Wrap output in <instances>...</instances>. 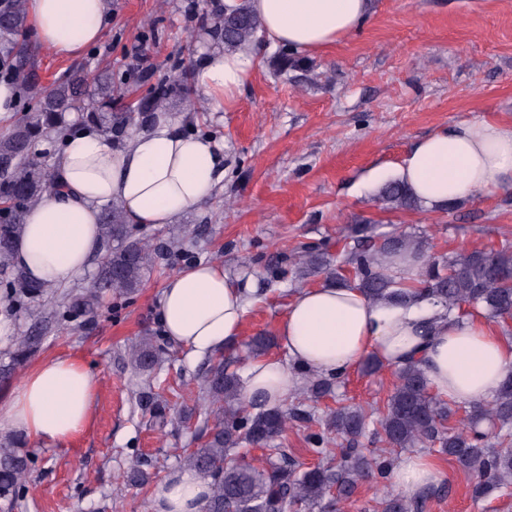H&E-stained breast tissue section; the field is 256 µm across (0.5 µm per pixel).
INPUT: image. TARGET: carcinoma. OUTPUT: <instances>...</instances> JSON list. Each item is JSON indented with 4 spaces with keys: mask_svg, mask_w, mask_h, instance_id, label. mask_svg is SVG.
<instances>
[{
    "mask_svg": "<svg viewBox=\"0 0 512 512\" xmlns=\"http://www.w3.org/2000/svg\"><path fill=\"white\" fill-rule=\"evenodd\" d=\"M24 0H0V85L6 84L34 111H21L11 131L0 136V273L11 276L10 303L31 311L41 305L46 286L31 280L12 264L14 240L22 232L25 216L43 193L60 188L54 170L38 157L36 145L53 135L62 140L72 128L66 115L82 112V123L96 124L121 134L169 111L174 94L188 97L184 77L162 84L129 112L112 111V85L99 75L76 70L55 82L44 94L38 90L37 64L32 50L19 41L26 27ZM261 18L241 3L224 12L216 26L224 48L237 49L259 41ZM98 84L97 107L85 111L89 82ZM386 210H414L419 201L400 181L378 192ZM104 254L91 284L68 306L74 317L94 313L100 294H129L142 285L158 252L133 224L125 221L121 207L107 205L100 217ZM409 255L422 261L415 284L406 285L388 273L393 258ZM292 277L325 276L338 286L352 284L370 300L405 304L420 295L446 310L448 316L463 305L480 309L492 319L512 318V244L497 249H461L448 255H430L423 240L394 230L378 234L364 219L336 241L305 244L290 263ZM41 337L18 336L0 380H8L39 348ZM153 337L142 336L129 347L134 369L149 371L159 362ZM234 360L216 352L202 374L201 388L216 418L201 446L184 453L180 464L206 481L210 494L204 512H290L303 506L309 512H338L365 479L390 478L396 448H438L472 476V495L483 497L512 487V374L488 400L473 402L463 423L448 425L456 414L448 401L431 393L423 367L409 362L395 368L397 382L383 408L368 413L340 404L320 417L314 403L334 396L338 377H309L306 387L289 403L267 407L247 398L244 379L231 369ZM307 430L309 450L321 463L300 470L280 438L288 424ZM379 438L385 447L367 454L363 439ZM248 443L267 451L263 464L228 461L231 451ZM29 458L13 439H0V500L18 505L29 478ZM423 501L399 494L380 502L381 512H421Z\"/></svg>",
    "mask_w": 512,
    "mask_h": 512,
    "instance_id": "obj_1",
    "label": "carcinoma"
}]
</instances>
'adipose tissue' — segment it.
Returning <instances> with one entry per match:
<instances>
[{"mask_svg":"<svg viewBox=\"0 0 512 512\" xmlns=\"http://www.w3.org/2000/svg\"><path fill=\"white\" fill-rule=\"evenodd\" d=\"M263 21L267 43L317 54L358 32L373 0H248ZM41 44L72 57L96 43L108 0H27ZM258 63L254 48L211 51L195 73L215 109L232 106ZM64 189L43 194L26 216L13 249L15 265L34 281L55 285L84 272L102 251L101 208L116 202L127 223L165 226L209 201L224 179V157L209 139L182 132L162 115L116 147L100 128L67 136L57 164ZM397 178L425 205L442 207L484 191L512 186V122L464 121L419 140ZM255 285L223 265L199 262L169 277L159 317L167 338L196 357L241 336ZM285 359L258 358L247 366V397L281 403L305 374L340 375L376 356L397 366L420 363L431 390L459 403L488 398L512 372V340L480 317L448 319L424 301L373 302L353 286L295 290L277 329ZM97 377L82 361L56 357L36 365L17 386L0 420L13 434L46 445L81 433L92 416ZM427 458L408 456L391 474L413 497L438 483ZM208 484L194 471H169L151 512H202Z\"/></svg>","mask_w":512,"mask_h":512,"instance_id":"obj_1","label":"adipose tissue"}]
</instances>
